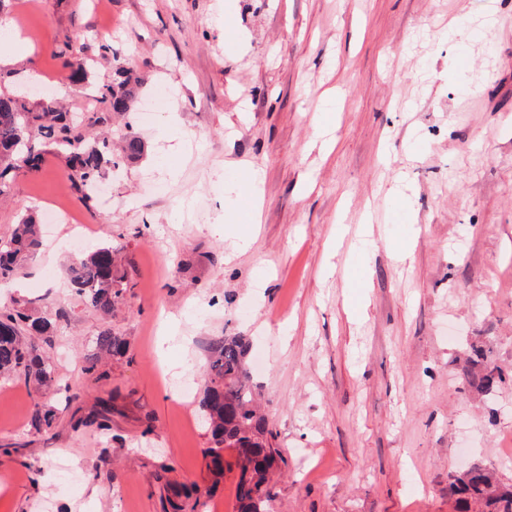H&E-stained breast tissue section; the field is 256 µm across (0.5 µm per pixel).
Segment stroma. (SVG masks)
<instances>
[{
    "mask_svg": "<svg viewBox=\"0 0 512 512\" xmlns=\"http://www.w3.org/2000/svg\"><path fill=\"white\" fill-rule=\"evenodd\" d=\"M0 18L20 35L0 45V90L51 88L111 132L117 163L108 207L53 149L0 196V237L43 225L0 306L56 324L38 345L61 385L0 380V512H165L171 485L207 486L219 336L249 343L282 457L271 512H457L448 478L473 465L512 483V0H6ZM119 67L155 112L87 102ZM58 204L74 223L50 222ZM79 231L122 248L110 319L70 285ZM108 327L127 351L85 376ZM476 345L503 375L487 395L464 380ZM173 367L195 374L190 397ZM39 402L61 411L50 430Z\"/></svg>",
    "mask_w": 512,
    "mask_h": 512,
    "instance_id": "obj_1",
    "label": "stroma"
}]
</instances>
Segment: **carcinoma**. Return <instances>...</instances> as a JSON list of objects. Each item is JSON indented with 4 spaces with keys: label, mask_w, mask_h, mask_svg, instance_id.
Segmentation results:
<instances>
[{
    "label": "carcinoma",
    "mask_w": 512,
    "mask_h": 512,
    "mask_svg": "<svg viewBox=\"0 0 512 512\" xmlns=\"http://www.w3.org/2000/svg\"><path fill=\"white\" fill-rule=\"evenodd\" d=\"M80 48L69 45L61 53L62 67L69 70V81L77 86L86 73L73 66L70 57ZM97 99L106 110L118 115L129 112L136 99V83L123 69L115 72L112 83L98 89ZM79 117L58 109L46 101L31 107L18 96L0 92V195L7 181L16 173L41 170L47 145L65 153L70 178L85 198L92 199L95 180L112 164L110 139L101 133L93 141L77 131ZM40 224L32 215L12 225L0 237V282H8L20 265L39 248ZM68 275L75 293L86 306L109 319L116 308L126 273L115 265V249L102 245L74 258ZM55 326L48 320L30 318L18 306L0 308V376L21 374L49 391L55 383L54 370L40 354L36 336H51ZM127 342L106 328L100 332L92 352L83 357V372L101 378L99 367L106 355H122ZM248 343L242 336H222L209 343L205 366L206 389L199 402L209 425L212 447L207 449L209 471L214 481L224 478V469H239L236 488L237 512H268L272 498L271 482L279 453L269 443L265 417L246 361ZM500 381L498 368L491 364L484 349L474 347L466 371L468 386L479 393L493 390ZM56 408L37 404L38 427L51 428L57 419ZM230 449L234 460H224L222 451ZM200 488L182 485L170 502L174 512H196ZM448 498L459 512H469L471 505L482 504L486 512H512V488L499 483L494 473L476 468L467 478L448 480Z\"/></svg>",
    "instance_id": "obj_1"
}]
</instances>
